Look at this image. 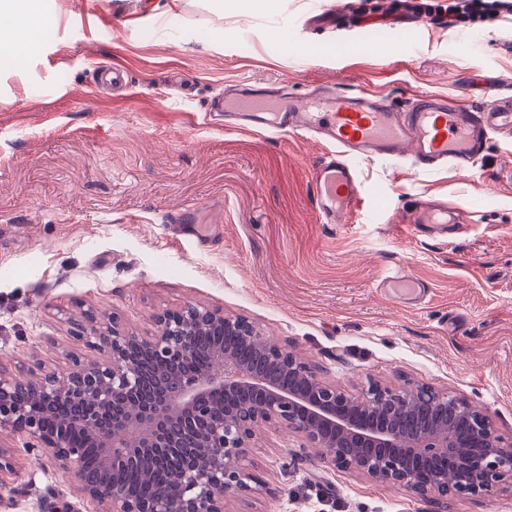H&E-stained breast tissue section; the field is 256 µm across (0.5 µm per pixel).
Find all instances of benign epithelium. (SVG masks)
<instances>
[{
	"mask_svg": "<svg viewBox=\"0 0 512 512\" xmlns=\"http://www.w3.org/2000/svg\"><path fill=\"white\" fill-rule=\"evenodd\" d=\"M155 325L151 333L135 334L86 311L74 323L62 373L31 371L20 379L0 367V434L23 441L0 442V489L18 456L36 451L79 482L93 512H236L234 504L252 479L245 461L262 426L293 435L298 447L326 468L422 497H486L504 478L512 479V441H503L486 412L446 389L434 388L430 395L467 419L465 438L448 429L404 430L408 402L421 386L371 379L360 394H351L242 315L187 303L157 314ZM202 329L237 336L296 374L299 384L287 385L233 348L216 344L209 369L184 378L171 396L163 391L161 376L129 356L136 345L159 360L190 359ZM221 397L224 414L218 416L213 407ZM52 410L67 411L63 427L47 426ZM184 434L195 438L188 449L181 442ZM467 447L480 452L467 454ZM173 456L184 458L182 471L151 498L113 479L128 466L148 478ZM439 461L451 467L453 480L448 470L433 467ZM42 505L47 512H74L55 490Z\"/></svg>",
	"mask_w": 512,
	"mask_h": 512,
	"instance_id": "1",
	"label": "benign epithelium"
}]
</instances>
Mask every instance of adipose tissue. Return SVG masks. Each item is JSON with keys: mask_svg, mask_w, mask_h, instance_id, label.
<instances>
[{"mask_svg": "<svg viewBox=\"0 0 512 512\" xmlns=\"http://www.w3.org/2000/svg\"><path fill=\"white\" fill-rule=\"evenodd\" d=\"M53 20L48 0H0V50L26 60L38 49L37 31Z\"/></svg>", "mask_w": 512, "mask_h": 512, "instance_id": "ef3b65f1", "label": "adipose tissue"}]
</instances>
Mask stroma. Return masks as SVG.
Instances as JSON below:
<instances>
[{
	"label": "stroma",
	"instance_id": "35a3bbf8",
	"mask_svg": "<svg viewBox=\"0 0 512 512\" xmlns=\"http://www.w3.org/2000/svg\"><path fill=\"white\" fill-rule=\"evenodd\" d=\"M49 0L54 24L23 66L0 63V362L17 375L65 364L72 318L94 310L139 332L187 302L247 317L328 379L410 380L464 396L512 440V137L473 168L359 163L367 194L347 224L320 223L312 138L205 119L213 94L247 85L304 96L361 88L406 107L417 93L484 103L512 82V15L403 33L360 28L346 0ZM344 10L329 28L313 16ZM182 30L171 34L172 18ZM125 68L130 95L97 91V67ZM465 210L455 229L409 228L420 201ZM184 213L191 235H173ZM399 267L429 287L423 305L382 288ZM257 475L236 512H512L490 497L435 499L332 471L267 427L246 461ZM0 512H38L47 488L30 453Z\"/></svg>",
	"mask_w": 512,
	"mask_h": 512
}]
</instances>
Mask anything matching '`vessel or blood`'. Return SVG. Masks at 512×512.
Listing matches in <instances>:
<instances>
[{"instance_id":"vessel-or-blood-1","label":"vessel or blood","mask_w":512,"mask_h":512,"mask_svg":"<svg viewBox=\"0 0 512 512\" xmlns=\"http://www.w3.org/2000/svg\"><path fill=\"white\" fill-rule=\"evenodd\" d=\"M95 83L124 91L130 88L125 70L112 66L99 67ZM241 115L253 127L286 129L326 145L314 169L313 206L324 223L343 224L358 212L364 199L357 161L409 156L421 169L472 165L483 155L491 135L512 134V94H497L480 107L417 94L401 110L365 91L325 97L313 93L302 99L288 96L274 107L248 94ZM464 221V213L434 204L420 206L409 218L416 226ZM384 284L395 298L419 303L425 299L424 283L412 276L390 273Z\"/></svg>"}]
</instances>
